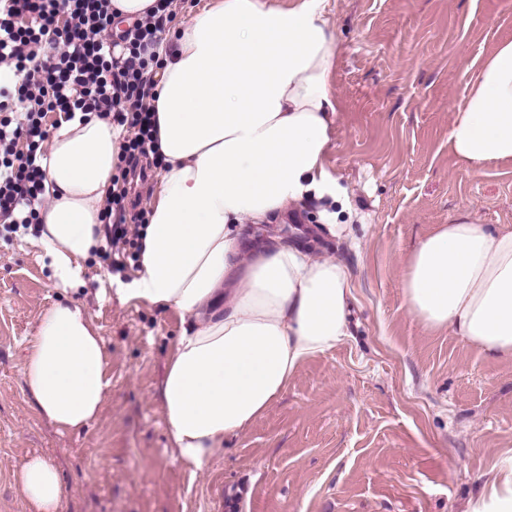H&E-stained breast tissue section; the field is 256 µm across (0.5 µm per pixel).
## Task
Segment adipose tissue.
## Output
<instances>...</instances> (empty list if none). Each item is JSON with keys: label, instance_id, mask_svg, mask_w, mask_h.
I'll use <instances>...</instances> for the list:
<instances>
[{"label": "adipose tissue", "instance_id": "1", "mask_svg": "<svg viewBox=\"0 0 512 512\" xmlns=\"http://www.w3.org/2000/svg\"><path fill=\"white\" fill-rule=\"evenodd\" d=\"M323 0H208L158 52L156 129L165 165L122 296L175 313L180 333L159 386L177 460L201 471L266 412L310 357L348 336L351 282L340 258L251 228L316 194L338 101L329 88L337 38ZM121 140L109 120L62 123L48 146L38 242L55 277L76 285L100 237ZM448 145L468 173L512 161V41L471 81ZM403 301L432 331L450 329L491 359L512 358V227L469 213L412 250ZM109 354L84 307L41 314L23 365L38 414L87 427L110 395ZM14 482L30 512H61L57 465L29 456ZM468 512H512V454Z\"/></svg>", "mask_w": 512, "mask_h": 512}]
</instances>
